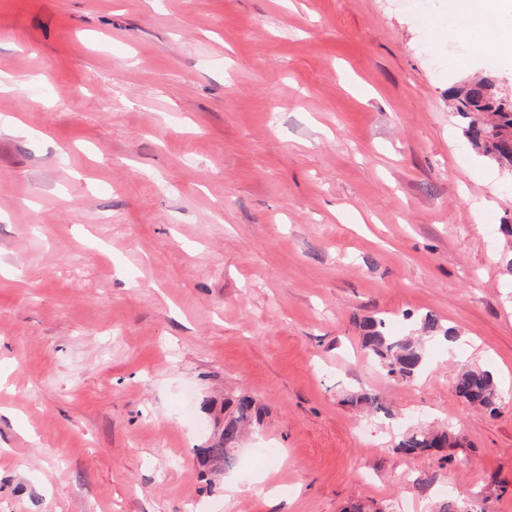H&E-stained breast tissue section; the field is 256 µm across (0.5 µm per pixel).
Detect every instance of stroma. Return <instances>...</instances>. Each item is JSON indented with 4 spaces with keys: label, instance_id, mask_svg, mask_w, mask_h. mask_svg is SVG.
Instances as JSON below:
<instances>
[{
    "label": "stroma",
    "instance_id": "1",
    "mask_svg": "<svg viewBox=\"0 0 512 512\" xmlns=\"http://www.w3.org/2000/svg\"><path fill=\"white\" fill-rule=\"evenodd\" d=\"M466 3L0 0V512H512V176L448 101L512 55L441 25ZM426 313L456 352L365 355ZM238 394L263 423L202 467ZM420 327L429 336H393L383 320L367 317L361 326V346L388 375L405 380L413 379L420 375L425 366L423 337L443 338L447 342L458 338L454 329L444 327L431 314L420 318ZM453 386L457 396L466 404L491 412L497 409L501 394L490 371L462 368L453 378ZM455 438V433L448 430L430 431L418 429L402 436L395 448L408 458H415L430 451H440Z\"/></svg>",
    "mask_w": 512,
    "mask_h": 512
}]
</instances>
